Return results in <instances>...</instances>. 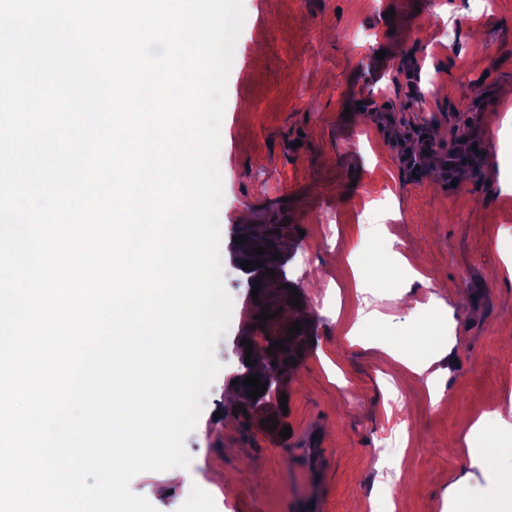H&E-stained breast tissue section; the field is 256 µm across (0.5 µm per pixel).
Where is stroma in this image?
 <instances>
[{
    "label": "stroma",
    "mask_w": 512,
    "mask_h": 512,
    "mask_svg": "<svg viewBox=\"0 0 512 512\" xmlns=\"http://www.w3.org/2000/svg\"><path fill=\"white\" fill-rule=\"evenodd\" d=\"M243 0L245 22L226 87L219 152L224 285L233 306L215 348L221 368L185 447V477L162 471L130 482L157 512H194L198 489L213 512H444L450 485L470 474L449 452L482 414L512 405V0ZM394 17H387V10ZM481 31L486 45L470 38ZM483 94L475 96L472 85ZM437 146L417 149L419 135ZM481 136L486 167L444 186V149ZM416 159L420 177L406 172ZM279 216L296 230L282 255L313 337L290 385L289 438L222 410L240 370L235 340L255 302L227 246L241 211ZM400 253L437 274L448 307L441 335L457 339L459 365L443 397L408 383L381 344L427 349L405 273L369 269ZM320 459L307 468L306 450Z\"/></svg>",
    "instance_id": "35a3bbf8"
}]
</instances>
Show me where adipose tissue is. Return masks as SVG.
<instances>
[{
  "label": "adipose tissue",
  "instance_id": "adipose-tissue-1",
  "mask_svg": "<svg viewBox=\"0 0 512 512\" xmlns=\"http://www.w3.org/2000/svg\"><path fill=\"white\" fill-rule=\"evenodd\" d=\"M454 340H433L430 351L415 360L396 349H389L393 361L402 364L417 378L424 379L431 395L442 394L449 368L444 359L454 357ZM512 439V408L494 409L480 416L464 438L471 464L479 469L484 483L481 494H474L469 482L448 489V512H512V474L501 467L498 445Z\"/></svg>",
  "mask_w": 512,
  "mask_h": 512
}]
</instances>
